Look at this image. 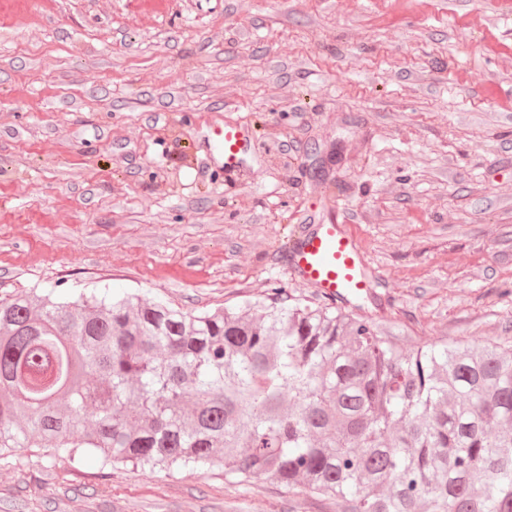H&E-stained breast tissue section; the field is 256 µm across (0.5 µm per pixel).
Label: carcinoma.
<instances>
[{
	"instance_id": "obj_1",
	"label": "carcinoma",
	"mask_w": 512,
	"mask_h": 512,
	"mask_svg": "<svg viewBox=\"0 0 512 512\" xmlns=\"http://www.w3.org/2000/svg\"><path fill=\"white\" fill-rule=\"evenodd\" d=\"M272 289L194 316L107 288L0 300V458L221 464L332 512H512V348L405 347Z\"/></svg>"
}]
</instances>
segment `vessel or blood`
<instances>
[{"instance_id":"vessel-or-blood-1","label":"vessel or blood","mask_w":512,"mask_h":512,"mask_svg":"<svg viewBox=\"0 0 512 512\" xmlns=\"http://www.w3.org/2000/svg\"><path fill=\"white\" fill-rule=\"evenodd\" d=\"M214 136L224 158L225 172L238 173L250 145L248 131L237 127L218 128ZM288 255L298 276L323 295L345 298L372 288L362 276L355 241L343 225L322 224L291 240Z\"/></svg>"}]
</instances>
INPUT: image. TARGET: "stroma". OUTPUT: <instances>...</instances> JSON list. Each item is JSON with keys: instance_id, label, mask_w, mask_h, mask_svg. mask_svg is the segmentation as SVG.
<instances>
[{"instance_id": "stroma-1", "label": "stroma", "mask_w": 512, "mask_h": 512, "mask_svg": "<svg viewBox=\"0 0 512 512\" xmlns=\"http://www.w3.org/2000/svg\"><path fill=\"white\" fill-rule=\"evenodd\" d=\"M224 126L251 136L233 183ZM333 221L405 346H512V0H0V298L312 300L286 244ZM0 512L329 508L29 448Z\"/></svg>"}]
</instances>
